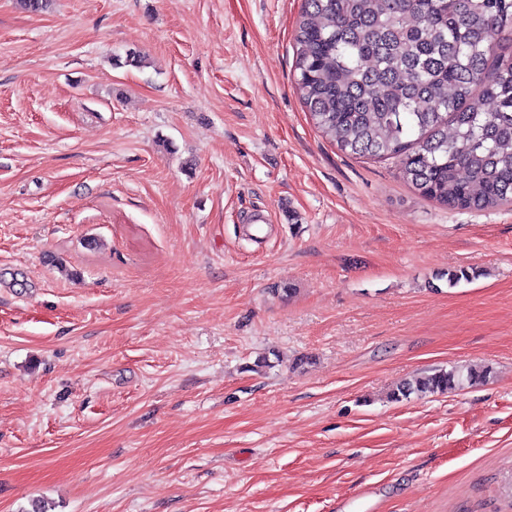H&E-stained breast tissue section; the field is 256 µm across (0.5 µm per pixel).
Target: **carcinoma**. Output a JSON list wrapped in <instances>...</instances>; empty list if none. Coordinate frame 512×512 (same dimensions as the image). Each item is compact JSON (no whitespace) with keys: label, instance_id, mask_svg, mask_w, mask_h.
Returning a JSON list of instances; mask_svg holds the SVG:
<instances>
[{"label":"carcinoma","instance_id":"1","mask_svg":"<svg viewBox=\"0 0 512 512\" xmlns=\"http://www.w3.org/2000/svg\"><path fill=\"white\" fill-rule=\"evenodd\" d=\"M512 0H304L295 85L338 148L397 160L422 197L450 208L512 204ZM488 370L434 369L411 395L486 382Z\"/></svg>","mask_w":512,"mask_h":512}]
</instances>
